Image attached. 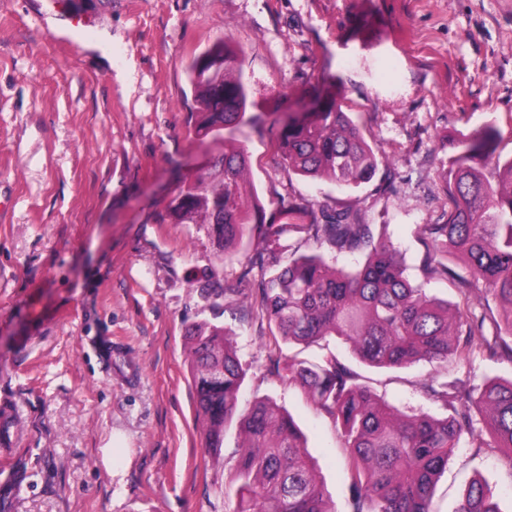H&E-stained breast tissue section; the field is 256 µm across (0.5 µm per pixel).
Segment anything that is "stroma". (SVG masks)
Listing matches in <instances>:
<instances>
[{
  "instance_id": "35a3bbf8",
  "label": "stroma",
  "mask_w": 512,
  "mask_h": 512,
  "mask_svg": "<svg viewBox=\"0 0 512 512\" xmlns=\"http://www.w3.org/2000/svg\"><path fill=\"white\" fill-rule=\"evenodd\" d=\"M223 36L245 53L257 118L223 135L245 146L266 210L302 198L351 210L427 292L488 300L424 282L421 237L450 208L453 137L490 123L512 154V0H0V406L12 412L0 512H228L241 439L229 427L208 453L184 352L187 328L213 318L235 332L241 405L268 397L291 413L330 512H347L338 428L267 372L276 330L248 303L259 269L225 256L208 226L163 217L222 147L188 122V65ZM329 93L379 158L353 192L297 175L278 147L287 114ZM210 278L226 290L216 309L198 293ZM327 343L403 413L446 416L420 390L433 377H512V362L479 355L460 370L376 369ZM477 476L512 512V454L467 445L434 512H455Z\"/></svg>"
}]
</instances>
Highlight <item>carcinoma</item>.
Here are the masks:
<instances>
[{"instance_id":"carcinoma-1","label":"carcinoma","mask_w":512,"mask_h":512,"mask_svg":"<svg viewBox=\"0 0 512 512\" xmlns=\"http://www.w3.org/2000/svg\"><path fill=\"white\" fill-rule=\"evenodd\" d=\"M188 70L194 101L189 119L198 135L244 120L243 54L228 39L213 43ZM499 146L493 125L457 138L442 174L451 201L448 220L424 227L420 268L426 280L446 281L455 277L448 255L464 258L470 277L459 279L461 293L485 289L500 314L489 306L476 312L450 305L411 285L398 251L374 240L370 225L357 223L347 209L318 218L308 203L282 200L266 213L247 180L248 156L240 145H224L209 168L186 179L165 218L210 226L226 254L257 232L262 248L247 261L261 266L262 279L251 308L290 348L335 336L362 363L387 369L421 360L458 368L477 350L512 361V156H502ZM279 148L297 174L342 189L370 182L378 165L375 150L334 98L288 114ZM294 232L319 248L364 251L365 260L346 270L321 254L293 251L283 265L280 254L287 247L281 241ZM186 351L208 451L221 453L234 422L244 436L226 485L231 512H331L290 414L269 398L239 408L245 368L233 332L203 321L188 330ZM269 374L303 387L317 410L341 427L348 512H431L435 484L465 434L474 448L512 454V378H490L479 388L460 379L423 383L428 397L452 411L435 419L425 412H397L333 353L302 358L280 350L269 357ZM456 512L502 509L492 490L474 479Z\"/></svg>"}]
</instances>
